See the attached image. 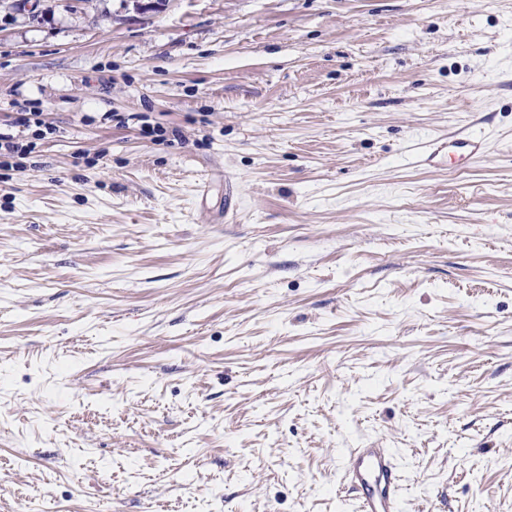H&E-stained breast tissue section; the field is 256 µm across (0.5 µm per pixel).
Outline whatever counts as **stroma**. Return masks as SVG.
<instances>
[{
	"label": "stroma",
	"mask_w": 512,
	"mask_h": 512,
	"mask_svg": "<svg viewBox=\"0 0 512 512\" xmlns=\"http://www.w3.org/2000/svg\"><path fill=\"white\" fill-rule=\"evenodd\" d=\"M11 4L0 512H512V0ZM485 150L482 134H465L448 136V157L452 159L475 161L481 158ZM345 476L359 493L361 512H397L400 476L387 448H352Z\"/></svg>",
	"instance_id": "35a3bbf8"
}]
</instances>
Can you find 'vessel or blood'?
<instances>
[{
  "label": "vessel or blood",
  "instance_id": "obj_1",
  "mask_svg": "<svg viewBox=\"0 0 512 512\" xmlns=\"http://www.w3.org/2000/svg\"><path fill=\"white\" fill-rule=\"evenodd\" d=\"M484 150L483 135L470 133L448 138L451 158L474 161L483 156ZM345 476L359 495L360 512H398L400 476L389 449H351Z\"/></svg>",
  "mask_w": 512,
  "mask_h": 512
}]
</instances>
